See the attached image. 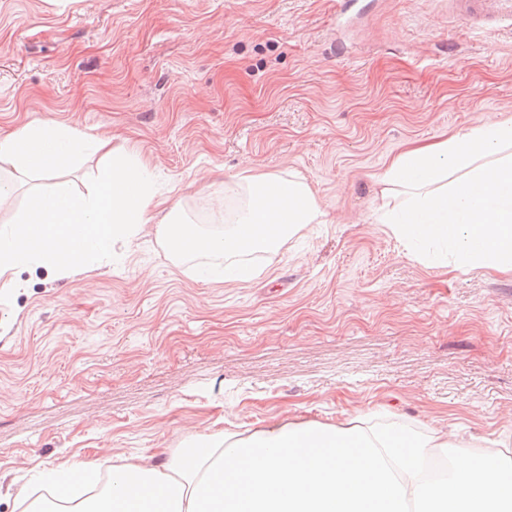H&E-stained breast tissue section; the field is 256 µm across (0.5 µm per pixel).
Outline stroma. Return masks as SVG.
<instances>
[{
  "mask_svg": "<svg viewBox=\"0 0 512 512\" xmlns=\"http://www.w3.org/2000/svg\"><path fill=\"white\" fill-rule=\"evenodd\" d=\"M346 2L0 0V132L108 133L210 229L247 166L300 173L329 218L248 282L199 280L148 227L0 288V512L34 471L270 421L391 414L512 446V274L426 265L373 219L406 146L512 117V26Z\"/></svg>",
  "mask_w": 512,
  "mask_h": 512,
  "instance_id": "1",
  "label": "stroma"
}]
</instances>
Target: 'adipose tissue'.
<instances>
[{
    "instance_id": "1",
    "label": "adipose tissue",
    "mask_w": 512,
    "mask_h": 512,
    "mask_svg": "<svg viewBox=\"0 0 512 512\" xmlns=\"http://www.w3.org/2000/svg\"><path fill=\"white\" fill-rule=\"evenodd\" d=\"M107 135L54 122L0 135V163L25 176H50L102 150ZM149 163L113 155L84 193L31 188L21 213L0 226V276L41 268L65 279L91 261L126 248L144 225L169 258L195 262L207 275L248 281L253 256L277 252L326 216L298 173L241 171L239 203L224 227L204 229L180 204L163 206ZM384 202L378 220L418 257L443 267L512 273V119L456 133L396 156L377 176ZM441 433L420 425L318 421L269 423L251 433L199 435L162 458L113 467L105 490L100 469L76 461L33 473L34 489L52 488L44 507L22 512H512V463L503 450L453 452L438 476L425 472Z\"/></svg>"
}]
</instances>
